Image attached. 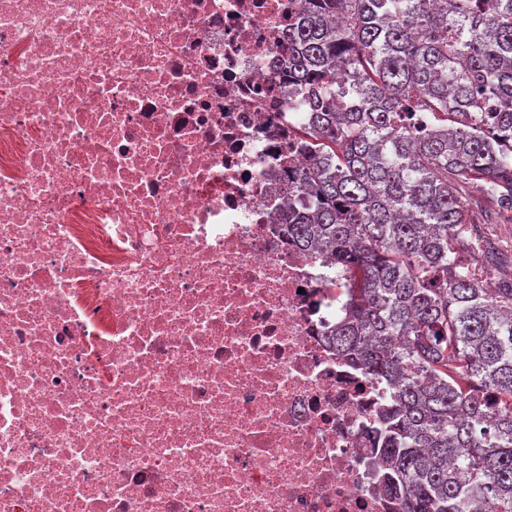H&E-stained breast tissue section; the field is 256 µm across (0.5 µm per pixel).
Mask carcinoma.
Here are the masks:
<instances>
[{"label":"carcinoma","instance_id":"cac0c4a2","mask_svg":"<svg viewBox=\"0 0 512 512\" xmlns=\"http://www.w3.org/2000/svg\"><path fill=\"white\" fill-rule=\"evenodd\" d=\"M283 40L307 158L285 231L353 272L334 341L393 386L366 428L382 490L398 512H512V278L489 290L467 259L473 214L512 222V0H301Z\"/></svg>","mask_w":512,"mask_h":512}]
</instances>
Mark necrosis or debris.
I'll list each match as a JSON object with an SVG mask.
<instances>
[{
    "label": "necrosis or debris",
    "mask_w": 512,
    "mask_h": 512,
    "mask_svg": "<svg viewBox=\"0 0 512 512\" xmlns=\"http://www.w3.org/2000/svg\"><path fill=\"white\" fill-rule=\"evenodd\" d=\"M299 5L0 0V512H393L281 230Z\"/></svg>",
    "instance_id": "1"
}]
</instances>
